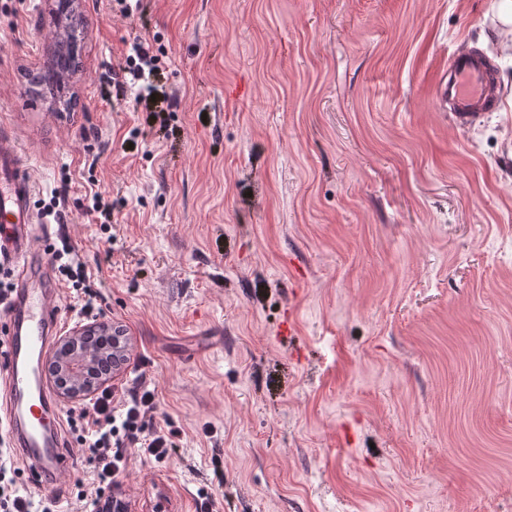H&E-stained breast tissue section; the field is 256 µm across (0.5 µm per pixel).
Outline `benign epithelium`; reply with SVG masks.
<instances>
[{
  "label": "benign epithelium",
  "mask_w": 512,
  "mask_h": 512,
  "mask_svg": "<svg viewBox=\"0 0 512 512\" xmlns=\"http://www.w3.org/2000/svg\"><path fill=\"white\" fill-rule=\"evenodd\" d=\"M112 333V366L118 370L125 364L126 348L119 345L120 330L104 320L79 324L72 331L58 339L56 346L47 357V362L66 380L67 386L60 389V396L65 401L77 402L90 398L102 383L88 378V371L102 354L99 348L84 344L85 337L102 333Z\"/></svg>",
  "instance_id": "7a95c632"
}]
</instances>
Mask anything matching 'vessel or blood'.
Masks as SVG:
<instances>
[{
    "label": "vessel or blood",
    "instance_id": "obj_1",
    "mask_svg": "<svg viewBox=\"0 0 512 512\" xmlns=\"http://www.w3.org/2000/svg\"><path fill=\"white\" fill-rule=\"evenodd\" d=\"M501 100L496 67L484 52L465 46L449 56L435 85L438 111L451 113L457 125L468 126L498 111ZM33 194L16 146L0 137V257L15 261L18 280L26 286L7 319L6 353L0 357L11 406L4 425L17 453L30 462L25 484L51 493L72 469L74 453L60 432L56 400L39 372L60 314L58 285L45 263L32 259Z\"/></svg>",
    "mask_w": 512,
    "mask_h": 512
}]
</instances>
